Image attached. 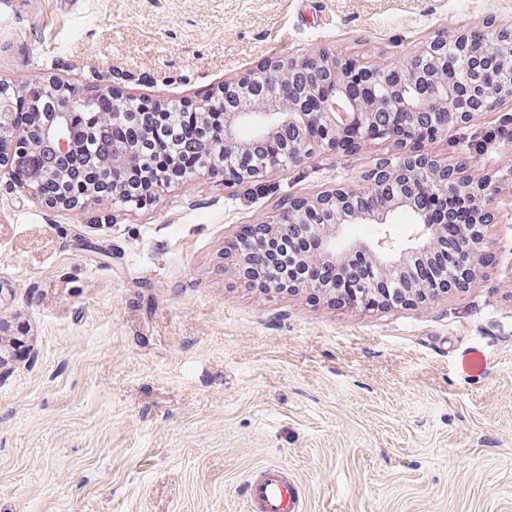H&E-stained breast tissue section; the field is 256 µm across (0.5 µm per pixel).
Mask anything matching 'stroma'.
<instances>
[{"label":"stroma","mask_w":512,"mask_h":512,"mask_svg":"<svg viewBox=\"0 0 512 512\" xmlns=\"http://www.w3.org/2000/svg\"><path fill=\"white\" fill-rule=\"evenodd\" d=\"M463 30L512 32V0H0V82L196 104L276 60L397 67ZM424 148L490 179L495 258L378 311L252 288L224 252L281 204L367 190L390 146L200 171L138 209L37 201L0 161V353L27 328L0 369V512H243L269 464L304 512H512V100ZM274 168L276 167H270L263 163H250L243 167L237 166L230 168L224 166V175H222V173L216 168H209L206 171L213 176L221 177L222 179L224 178V184L229 185L248 182L262 176L264 173H267Z\"/></svg>","instance_id":"obj_1"}]
</instances>
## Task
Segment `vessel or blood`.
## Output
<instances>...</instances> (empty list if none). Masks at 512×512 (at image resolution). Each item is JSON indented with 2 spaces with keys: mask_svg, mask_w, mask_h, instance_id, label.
<instances>
[{
  "mask_svg": "<svg viewBox=\"0 0 512 512\" xmlns=\"http://www.w3.org/2000/svg\"><path fill=\"white\" fill-rule=\"evenodd\" d=\"M244 493L247 512H302L297 484L278 465L265 466L249 476Z\"/></svg>",
  "mask_w": 512,
  "mask_h": 512,
  "instance_id": "1",
  "label": "vessel or blood"
}]
</instances>
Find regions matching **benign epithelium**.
<instances>
[{"mask_svg": "<svg viewBox=\"0 0 512 512\" xmlns=\"http://www.w3.org/2000/svg\"><path fill=\"white\" fill-rule=\"evenodd\" d=\"M469 42L470 36L464 33L450 41L435 38L402 67L373 66L321 54L278 60L246 77L226 81L217 95L198 104V111L203 113L218 105L224 108V139L207 146V150L223 156H245L252 145L274 138L285 127L292 132L286 150L290 164L316 150H356L367 141L393 146L397 157L381 159L368 175L366 194L387 192L381 206L366 212L351 209L349 203L360 192L339 185L315 197L293 201L291 209L298 214L299 222L262 224L260 228L280 237L292 233L316 237L317 251L300 257L305 265L329 263L341 270L352 255L364 252L380 274L388 277L410 259L432 253L441 238L448 236V225L432 222L425 213L411 208L408 196L393 195L389 188L397 183L408 191L426 187L442 198L452 190L470 209V222L459 230L463 266L450 287L419 283L407 289L414 303L434 302L453 287L471 285L492 261L483 235L477 232L489 222L490 182H470L460 176V168L418 150L423 142L472 121L512 91V44L501 39L488 50L497 64L495 85L478 75L463 82L459 74L442 67L441 60L450 46L461 60H468ZM357 70L371 80L382 81V92L375 96L358 92ZM10 91L11 86L0 83V158L15 156L24 144V138L15 136L14 115L8 107ZM392 111L410 121L406 134L399 137L390 130L372 131L373 115ZM61 124L60 118L47 124L44 141L28 145L27 150L37 154L47 148L63 158L76 155L78 146L60 131ZM139 137L141 132L137 130L134 139L112 153V164L128 162L138 148ZM270 170L272 167L266 164L254 163L226 166L222 172L210 168L208 173L224 178V184L229 185L248 182ZM400 211L414 220L404 238L391 231L392 218ZM352 224H376L385 232L366 241L352 240L348 237Z\"/></svg>", "mask_w": 512, "mask_h": 512, "instance_id": "benign-epithelium-1", "label": "benign epithelium"}]
</instances>
